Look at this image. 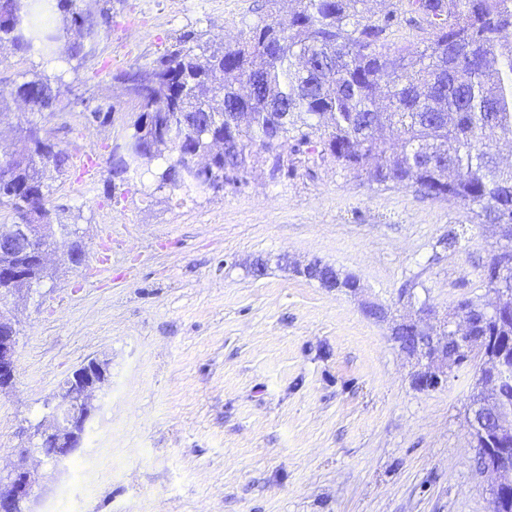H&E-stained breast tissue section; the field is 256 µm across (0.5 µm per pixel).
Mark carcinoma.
<instances>
[{
    "label": "carcinoma",
    "instance_id": "1",
    "mask_svg": "<svg viewBox=\"0 0 512 512\" xmlns=\"http://www.w3.org/2000/svg\"><path fill=\"white\" fill-rule=\"evenodd\" d=\"M297 2L288 19L260 21L233 43L198 53L186 32L151 65L113 75L130 132L107 158L110 180L160 161L144 194L216 193L223 174L241 183L265 166L276 181L293 175L296 155L327 156L369 183L466 205L497 236L485 293L512 292V168L497 161L493 139L512 137V42L502 39L512 30V0H407L402 12L382 15L368 0ZM403 22L429 33L388 43ZM111 30L112 0H0V43L46 65L82 64ZM60 80L22 75L0 94V116L19 102L43 114L45 99L60 98ZM11 140L20 153L0 175V206L76 234L48 206L44 179L49 169H68L70 154L22 123ZM298 274L323 288L360 287L351 273L331 278L326 264ZM475 303L461 300L455 310L469 318ZM473 335L512 361V309L473 318ZM448 347L459 366L476 369L470 403L483 401L487 362L468 355L464 337Z\"/></svg>",
    "mask_w": 512,
    "mask_h": 512
}]
</instances>
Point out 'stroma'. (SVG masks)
I'll use <instances>...</instances> for the list:
<instances>
[{"label": "stroma", "instance_id": "stroma-1", "mask_svg": "<svg viewBox=\"0 0 512 512\" xmlns=\"http://www.w3.org/2000/svg\"><path fill=\"white\" fill-rule=\"evenodd\" d=\"M266 0H116L112 31L62 89L101 104L107 123L46 118L73 156L49 200L75 225L81 265L51 256L37 290L0 299L18 331V373L0 392V467L15 461L59 385L112 362L84 451L64 471L37 463L40 512H491L468 423L472 367L413 386L414 362L364 300L412 314L423 283L438 314L483 295L491 247L466 208L354 178L329 159L263 171L218 194L144 195L151 173L99 177L76 202L80 162L105 164L128 104L113 73L145 66L176 37L232 41ZM459 238L445 250L448 232ZM268 272L252 277L254 262ZM313 260L356 274L358 294L295 273Z\"/></svg>", "mask_w": 512, "mask_h": 512}]
</instances>
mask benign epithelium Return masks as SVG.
Listing matches in <instances>:
<instances>
[{"instance_id": "7a95c632", "label": "benign epithelium", "mask_w": 512, "mask_h": 512, "mask_svg": "<svg viewBox=\"0 0 512 512\" xmlns=\"http://www.w3.org/2000/svg\"><path fill=\"white\" fill-rule=\"evenodd\" d=\"M53 230L43 224H27L17 220L0 228V253L13 259L0 263V279L21 282L23 269L31 262L48 266L47 242ZM436 316L433 306L415 309L411 321L416 323L422 335L415 337L414 348L405 349L415 361L414 378L418 383L441 384L448 370L458 366L459 358L448 353V337L431 335L432 325L422 326V320ZM17 330L0 320V389L14 384L17 373ZM110 380V365L106 361L91 359L75 370L54 396V406L49 423H42L33 433L36 443L22 449L16 465L7 471L0 470V512H18L25 506L33 512L40 503L43 486L36 469L28 467L27 460L35 455L43 456L59 471L75 455L83 451L84 435L94 406L92 394L103 389ZM512 384V364H498L492 371L490 388L484 394L496 399L501 388ZM489 406L482 403L471 407L469 422L473 435H486ZM492 438L501 447L512 444V412L504 407L496 408ZM486 472L491 475L512 474V455L498 452L487 462Z\"/></svg>"}]
</instances>
